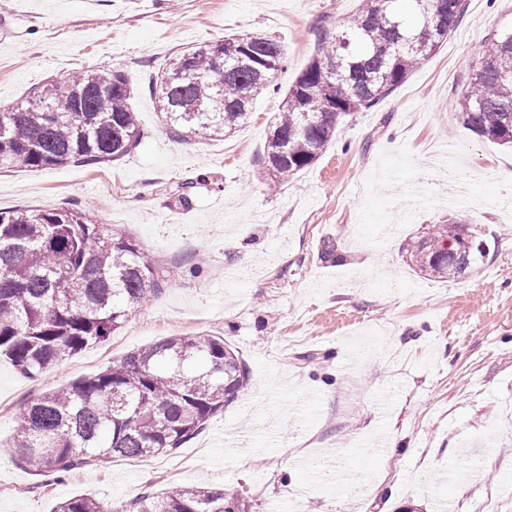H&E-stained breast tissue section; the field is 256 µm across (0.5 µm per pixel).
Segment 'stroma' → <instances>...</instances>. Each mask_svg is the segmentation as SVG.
Returning <instances> with one entry per match:
<instances>
[{
	"mask_svg": "<svg viewBox=\"0 0 512 512\" xmlns=\"http://www.w3.org/2000/svg\"><path fill=\"white\" fill-rule=\"evenodd\" d=\"M465 3L434 55L272 191L261 157L280 93L315 55L318 29L360 0H0L1 105L82 69L118 70L138 89L145 133L114 162L0 172V210L81 202L170 272L120 329L45 375L0 359V512L195 484L249 512H436L441 496L459 512H512V207L480 206L512 195V148L457 117L476 63L512 30V0ZM253 31L287 47L277 93L230 137L172 132L150 76ZM450 214L487 256L456 280L416 273L407 242ZM186 334L224 338L250 380L182 448L60 479L16 463L21 406Z\"/></svg>",
	"mask_w": 512,
	"mask_h": 512,
	"instance_id": "35a3bbf8",
	"label": "stroma"
}]
</instances>
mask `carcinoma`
<instances>
[{"label": "carcinoma", "instance_id": "1", "mask_svg": "<svg viewBox=\"0 0 512 512\" xmlns=\"http://www.w3.org/2000/svg\"><path fill=\"white\" fill-rule=\"evenodd\" d=\"M464 0H361L335 30L318 32V52L283 93L263 148L269 185L311 165L341 119L375 106L404 84L460 22ZM285 45L263 33L234 35L171 58L147 90L168 124L207 140L241 127L254 101L276 91ZM136 91L111 69L82 71L40 87L0 111V170L119 160L140 143ZM466 126L512 146V32L492 42L459 99ZM455 222L435 224L408 244L414 270L434 279L467 274L482 247L446 249ZM168 275L130 237L90 210L35 206L0 211V358L35 378L118 330L161 293ZM249 374L216 336H173L55 389L15 414L19 463L61 477L114 458L156 457L182 447L246 389ZM223 492L189 486L145 493L136 512H224ZM55 512H130L83 495Z\"/></svg>", "mask_w": 512, "mask_h": 512}]
</instances>
